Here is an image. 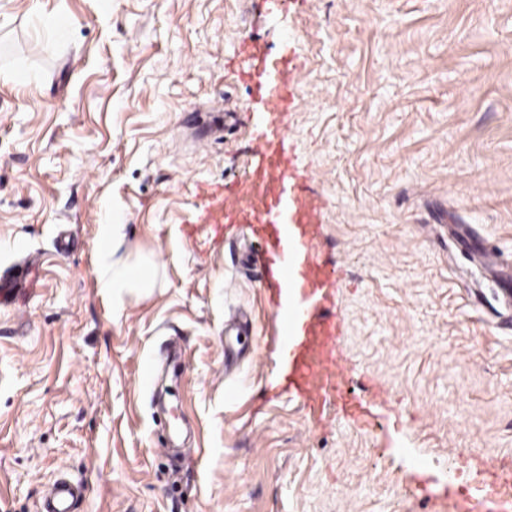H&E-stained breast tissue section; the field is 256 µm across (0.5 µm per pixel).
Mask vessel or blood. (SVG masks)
<instances>
[{"mask_svg":"<svg viewBox=\"0 0 512 512\" xmlns=\"http://www.w3.org/2000/svg\"><path fill=\"white\" fill-rule=\"evenodd\" d=\"M254 57L263 74L254 94L264 103V124L251 136L243 173L210 194L196 221L217 234L227 224L250 225L259 246L262 283L276 305L282 392L310 418H321L332 404L353 425L366 429L370 397L345 392L353 374L341 342L344 313L333 302L345 272L324 256L322 206L312 176L299 175L298 158L289 145L285 117L300 105V73L293 59L273 57L265 47H257ZM511 489L512 471L491 461L467 481L454 473L448 479V496L457 512H470L474 498L483 512H503V496ZM81 493V487L57 480L45 497V512H74Z\"/></svg>","mask_w":512,"mask_h":512,"instance_id":"b4317fda","label":"vessel or blood"}]
</instances>
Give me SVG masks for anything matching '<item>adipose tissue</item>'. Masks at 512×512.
<instances>
[{
	"instance_id": "1",
	"label": "adipose tissue",
	"mask_w": 512,
	"mask_h": 512,
	"mask_svg": "<svg viewBox=\"0 0 512 512\" xmlns=\"http://www.w3.org/2000/svg\"><path fill=\"white\" fill-rule=\"evenodd\" d=\"M125 237L126 227L122 224H102L97 230V286L116 311L122 309L129 294L146 293L156 286L155 272L149 262L119 256Z\"/></svg>"
}]
</instances>
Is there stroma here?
Listing matches in <instances>:
<instances>
[{"label": "stroma", "instance_id": "1", "mask_svg": "<svg viewBox=\"0 0 512 512\" xmlns=\"http://www.w3.org/2000/svg\"><path fill=\"white\" fill-rule=\"evenodd\" d=\"M63 29H56L57 20ZM296 42L289 141L371 431L272 397L273 309L246 226L189 227L239 174L252 41ZM155 260L121 311L99 225ZM459 225L512 268V0H0V512H453L450 468L512 464V316ZM81 494L82 487L65 479L57 480L45 497L44 512H74L75 503Z\"/></svg>", "mask_w": 512, "mask_h": 512}]
</instances>
